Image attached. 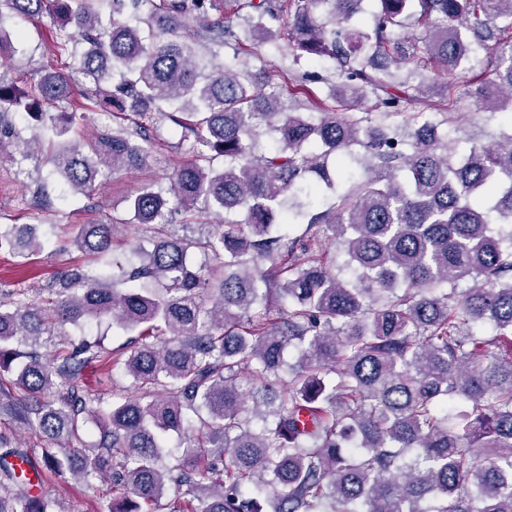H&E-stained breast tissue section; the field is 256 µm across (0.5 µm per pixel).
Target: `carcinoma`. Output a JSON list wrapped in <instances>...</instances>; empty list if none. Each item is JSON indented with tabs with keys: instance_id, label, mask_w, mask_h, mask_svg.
Masks as SVG:
<instances>
[{
	"instance_id": "1",
	"label": "carcinoma",
	"mask_w": 512,
	"mask_h": 512,
	"mask_svg": "<svg viewBox=\"0 0 512 512\" xmlns=\"http://www.w3.org/2000/svg\"><path fill=\"white\" fill-rule=\"evenodd\" d=\"M231 2L237 28L220 0H0V20L58 18L68 58L25 88L0 78V126L37 121L23 156L51 132L59 188L90 197L146 166L166 119L186 160L170 196L131 201L132 222L164 223L172 198L220 218L173 224L110 272L70 271L49 309L1 292L0 371L29 397L0 407L56 444L42 467L110 480L105 512H512V133L459 156L441 130L475 46L498 53L480 108L512 112V0H378L365 24L364 0ZM193 22L256 50L285 35L294 63L334 71L267 94L246 65L199 53ZM414 23L424 36L401 35ZM72 62L94 90L75 92ZM314 79L334 105L309 97ZM59 103L71 111H43ZM96 111L127 124L60 142ZM115 228L82 224L73 243L105 256ZM41 248L36 227L0 225V250ZM104 319L135 335L126 350L84 340L44 358L53 325ZM89 366L138 394L77 386ZM89 421L99 437L59 454ZM170 431L186 435L175 452ZM11 445L1 431L0 512H56L14 491L7 456L29 453Z\"/></svg>"
}]
</instances>
